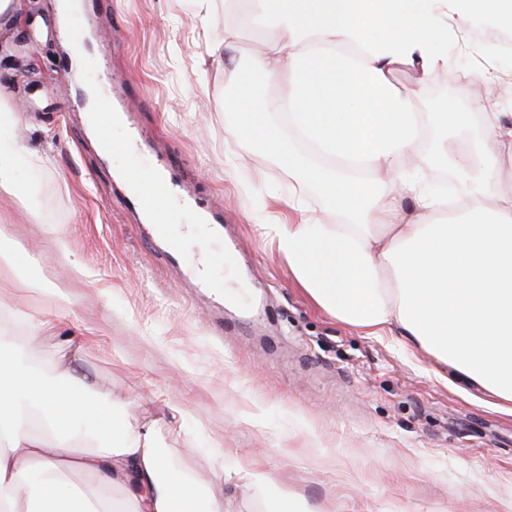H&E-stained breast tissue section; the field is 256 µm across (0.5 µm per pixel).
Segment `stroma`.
<instances>
[{
    "label": "stroma",
    "mask_w": 512,
    "mask_h": 512,
    "mask_svg": "<svg viewBox=\"0 0 512 512\" xmlns=\"http://www.w3.org/2000/svg\"><path fill=\"white\" fill-rule=\"evenodd\" d=\"M225 0H95L97 46L146 145L104 160L71 74L58 71L59 0H13L0 19V114L21 151L17 186L0 187V248L29 265L0 268V325L43 370L56 347L28 338L18 312L59 309L61 340L93 337L78 364L96 401L153 424L165 462L205 479L228 512H512V412L401 336H368L325 312L295 280L260 226L287 215L288 167L226 139L224 64L214 46L232 36L238 57L267 39L224 13ZM469 25L448 38L455 89L429 84L425 101L460 112L473 77L493 75L486 106L512 128V38ZM173 158L190 189L224 212L184 246L233 259L210 267L215 285L245 289L239 310L198 288L144 241L112 173ZM21 275L42 290L20 291ZM65 306H58L55 292ZM259 469L262 486L243 473Z\"/></svg>",
    "instance_id": "stroma-1"
}]
</instances>
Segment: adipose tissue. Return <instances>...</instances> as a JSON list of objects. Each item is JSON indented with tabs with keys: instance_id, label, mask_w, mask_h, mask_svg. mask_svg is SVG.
Masks as SVG:
<instances>
[{
	"instance_id": "ef3b65f1",
	"label": "adipose tissue",
	"mask_w": 512,
	"mask_h": 512,
	"mask_svg": "<svg viewBox=\"0 0 512 512\" xmlns=\"http://www.w3.org/2000/svg\"><path fill=\"white\" fill-rule=\"evenodd\" d=\"M277 25L248 60L224 58L228 132L288 167L294 224L264 225L296 280L341 322L396 330L512 410V182L493 112L432 110L423 81L449 74L448 33L477 17L512 32V0H237ZM403 66L419 81L398 83ZM273 93L256 101L255 79ZM482 125L472 143L463 131ZM451 166L454 201L425 181ZM315 190L333 217L302 199ZM414 214L401 216L404 200ZM76 358L55 373L0 350V512H226L167 467L151 424L107 412ZM80 471L112 498L65 488Z\"/></svg>"
}]
</instances>
